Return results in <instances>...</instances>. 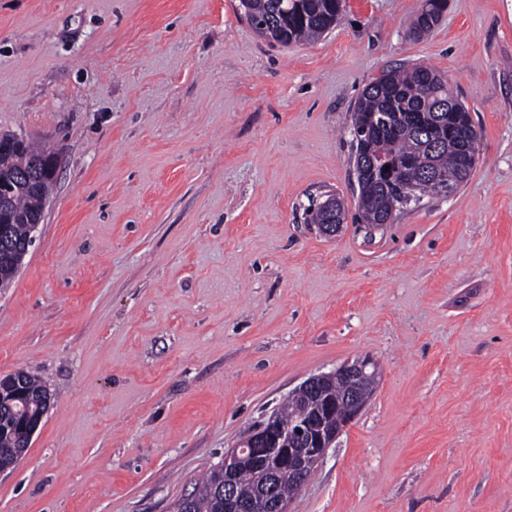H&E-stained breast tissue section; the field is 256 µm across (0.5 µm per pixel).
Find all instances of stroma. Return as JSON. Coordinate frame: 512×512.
Returning <instances> with one entry per match:
<instances>
[{"instance_id":"35a3bbf8","label":"stroma","mask_w":512,"mask_h":512,"mask_svg":"<svg viewBox=\"0 0 512 512\" xmlns=\"http://www.w3.org/2000/svg\"><path fill=\"white\" fill-rule=\"evenodd\" d=\"M346 0L261 40L239 0H0V133L58 176L0 288V375L50 407L0 512H171L308 377L374 395L290 512H512V0ZM446 75L479 133L446 196L369 231L350 115L382 72ZM345 203L341 230L307 220ZM421 9L414 19L409 37H419L433 30L447 7V0H422ZM322 205L324 211L322 224H317V220L320 217L317 212L319 206L314 202H312L310 208L307 209L308 221L317 224L322 234L333 236L340 229L341 224L343 223L342 204L335 197L329 196ZM315 208L317 210H315Z\"/></svg>"}]
</instances>
